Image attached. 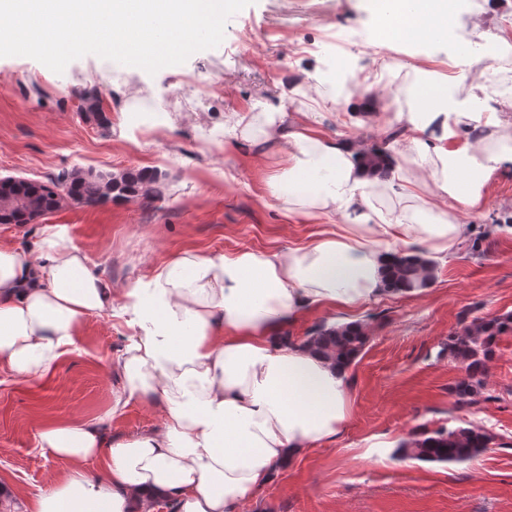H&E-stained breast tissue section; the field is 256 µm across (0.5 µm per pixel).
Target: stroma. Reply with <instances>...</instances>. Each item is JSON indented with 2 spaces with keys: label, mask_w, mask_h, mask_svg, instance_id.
<instances>
[{
  "label": "stroma",
  "mask_w": 512,
  "mask_h": 512,
  "mask_svg": "<svg viewBox=\"0 0 512 512\" xmlns=\"http://www.w3.org/2000/svg\"><path fill=\"white\" fill-rule=\"evenodd\" d=\"M449 17L453 45L384 44L369 0H254L227 22L223 42L156 74L89 54L55 73L23 56L0 57V178L50 181L63 171L121 175L152 170L159 194L65 207L35 224H0V243L36 254L46 224L67 225L71 242L115 288L149 277L172 256L193 251L285 250L337 229L342 219L291 222L268 180L284 166L266 144L226 135L224 123L267 106L291 113L323 105L326 136L386 146L397 113L416 86L453 76L451 94L468 100L474 85L492 107L504 101L489 82L497 61L454 65L471 39H512V0H467ZM249 30L251 39L239 34ZM357 40L338 43L340 30ZM100 101L86 111L83 96ZM483 208L462 220L470 232L434 264L427 287L385 293L352 311L313 309L289 322L287 336L305 340L318 325L350 318L368 341L348 370L349 418L336 440L280 469L242 512H512V329L488 363L490 401L457 403L461 365L448 355L450 334L476 317L512 314V167L495 171ZM129 329L92 316L73 350L39 379L0 374V484L35 495L65 460L41 451L45 425L106 419L125 439L161 429L150 406L133 402L112 413L121 388L109 373ZM474 426L490 448L463 464L397 457L421 428Z\"/></svg>",
  "instance_id": "35a3bbf8"
}]
</instances>
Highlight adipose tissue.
Wrapping results in <instances>:
<instances>
[{"mask_svg":"<svg viewBox=\"0 0 512 512\" xmlns=\"http://www.w3.org/2000/svg\"><path fill=\"white\" fill-rule=\"evenodd\" d=\"M386 41L426 46L448 39V0H389ZM501 108L477 112L441 95L397 113L415 164L435 199L404 173L380 181L362 143L333 140L323 115L266 113L262 135L288 167L269 187L288 220L330 214L344 223L285 252H185L149 279L115 290L72 245L64 224L46 225L38 254L0 246V371L37 378L75 344L92 315L114 311L131 329L115 370L113 410L157 408L161 430L112 439L80 420L46 425L39 448L69 462L33 498L0 484V499L26 512H240L275 470L334 440L350 410L347 372L284 327L310 308L351 310L382 291L391 255L433 261L468 232L449 203L481 208L492 172L512 166ZM96 469H88V462Z\"/></svg>","mask_w":512,"mask_h":512,"instance_id":"1","label":"adipose tissue"}]
</instances>
